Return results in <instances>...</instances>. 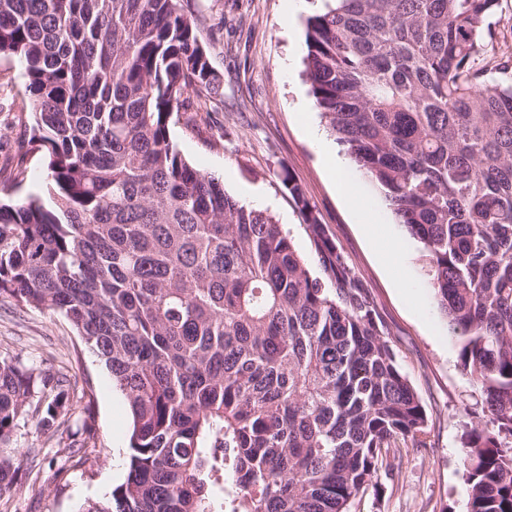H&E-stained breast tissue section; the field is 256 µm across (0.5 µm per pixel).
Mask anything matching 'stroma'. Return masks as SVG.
I'll list each match as a JSON object with an SVG mask.
<instances>
[{
	"mask_svg": "<svg viewBox=\"0 0 512 512\" xmlns=\"http://www.w3.org/2000/svg\"><path fill=\"white\" fill-rule=\"evenodd\" d=\"M286 2L189 0L185 12L221 90L216 97L191 96L190 109L173 113L171 139L193 167L222 178L226 192L241 204L272 214L319 277L323 271L303 217L279 178L281 170H289L374 299L386 338L427 412L428 438L426 447L409 449L397 460L398 478L379 475L376 489L359 497L351 512H466L469 487L460 454L467 423L482 416L480 391L460 367L458 347L424 276L420 244L396 223L377 186L358 169L354 175L367 214L380 215L404 244L398 254L376 253L326 175L307 133L325 123L303 74L306 16L288 19ZM31 110L23 64L0 55V200L5 202L46 191L48 171L39 151L27 156L29 176L22 187L10 183L17 134ZM0 353L63 368L86 392L74 403L72 421L90 422L94 450L81 461H65L31 426L14 440L20 468L28 466V448L40 449L41 472L17 486L12 512H77L125 475L126 400L57 312L0 299Z\"/></svg>",
	"mask_w": 512,
	"mask_h": 512,
	"instance_id": "1",
	"label": "stroma"
}]
</instances>
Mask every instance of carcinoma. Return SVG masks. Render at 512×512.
Here are the masks:
<instances>
[{
	"mask_svg": "<svg viewBox=\"0 0 512 512\" xmlns=\"http://www.w3.org/2000/svg\"><path fill=\"white\" fill-rule=\"evenodd\" d=\"M499 0H324L306 19L315 107L422 246L429 288L485 396L461 463L467 512H512V56L486 59ZM24 64L47 195L0 205V298L63 314L132 417L127 477L78 512H349L427 446L428 416L370 292L288 170L325 287L274 217L171 141L217 96L181 0H0ZM59 370L0 359V500L28 423L67 457Z\"/></svg>",
	"mask_w": 512,
	"mask_h": 512,
	"instance_id": "carcinoma-1",
	"label": "carcinoma"
}]
</instances>
